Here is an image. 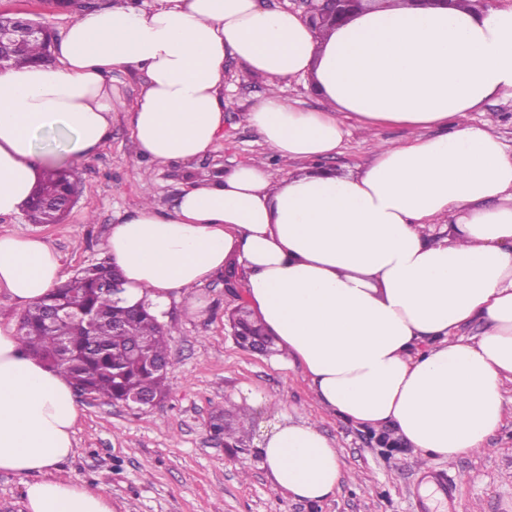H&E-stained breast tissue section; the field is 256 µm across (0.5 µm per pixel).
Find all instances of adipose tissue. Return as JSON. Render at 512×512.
Wrapping results in <instances>:
<instances>
[{
    "label": "adipose tissue",
    "mask_w": 512,
    "mask_h": 512,
    "mask_svg": "<svg viewBox=\"0 0 512 512\" xmlns=\"http://www.w3.org/2000/svg\"><path fill=\"white\" fill-rule=\"evenodd\" d=\"M50 66L0 71V217L18 214L53 165L95 156L110 135L112 74L147 83L129 112L139 160L192 165L224 129L227 62L268 90L245 121L300 173L273 179L251 160L188 182L170 209L145 203L111 226L107 262L127 304L156 316L237 260L249 305L298 366L317 402L343 420L395 429L425 456L482 448L508 412L512 381V149L473 122L512 97V0L421 6L377 0L314 32L262 0H131L81 15ZM312 76L321 107L283 94ZM414 129L373 143L369 162L339 175L318 165L351 130ZM439 135L423 136V129ZM447 221L448 236L434 226ZM64 257L36 236L0 233V295L30 306L63 284ZM185 301V300H184ZM482 335L464 338L471 322ZM80 410L67 375L0 328V471L21 476L26 512H114L112 497L54 476L74 453ZM259 452L276 485L318 503L342 476L337 448L306 420H281Z\"/></svg>",
    "instance_id": "adipose-tissue-1"
}]
</instances>
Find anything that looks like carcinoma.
I'll return each instance as SVG.
<instances>
[{
    "label": "carcinoma",
    "instance_id": "cac0c4a2",
    "mask_svg": "<svg viewBox=\"0 0 512 512\" xmlns=\"http://www.w3.org/2000/svg\"><path fill=\"white\" fill-rule=\"evenodd\" d=\"M49 50L43 42H27L10 51L4 65L46 62ZM65 167L48 172L35 191L27 215L36 224H58L68 211L73 182ZM59 305L70 316L53 324L46 321L47 308ZM114 323L127 326L119 336ZM24 348L48 365L61 369L74 387L96 398L128 399L132 394L162 397L167 392V371L153 362L169 358L172 332L149 311L137 315L112 295V268L98 263L82 268L41 302L28 308L18 325ZM244 416L213 427L227 440L235 439Z\"/></svg>",
    "mask_w": 512,
    "mask_h": 512
}]
</instances>
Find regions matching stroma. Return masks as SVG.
Masks as SVG:
<instances>
[{"instance_id":"1","label":"stroma","mask_w":512,"mask_h":512,"mask_svg":"<svg viewBox=\"0 0 512 512\" xmlns=\"http://www.w3.org/2000/svg\"><path fill=\"white\" fill-rule=\"evenodd\" d=\"M27 12L62 36L79 16L54 0H0V14ZM146 75L137 70L112 76V130L106 146L78 166V198L58 224H36L27 214L0 217V233L40 236L66 261L67 276L103 261L111 224L149 202L166 209L193 179L265 156L273 178L288 168L244 120L267 91L264 79L225 67L224 135L216 151L186 167L178 163L136 166L128 111ZM204 302L192 314L180 305L166 312L172 330L168 394L155 406L131 408L105 399H80L75 453L59 476L91 490H107L116 512H419L431 473L445 474L453 512H512V418L487 437L482 449L449 463L424 458L393 429L369 430L323 409L299 369L280 350L267 355L240 348L228 314L245 301L243 285L228 290L223 276L192 288ZM247 418L236 448L210 436L217 415ZM304 418L338 448L342 477L335 495L320 503L292 498L278 488L258 453L275 416Z\"/></svg>"}]
</instances>
